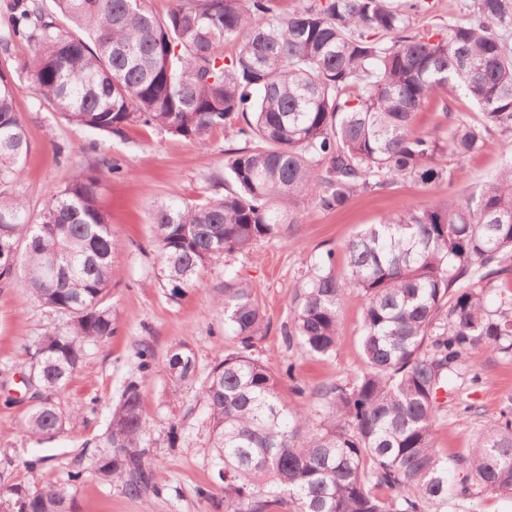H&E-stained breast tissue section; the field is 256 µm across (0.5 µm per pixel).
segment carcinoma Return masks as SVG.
<instances>
[{"label":"carcinoma","instance_id":"cac0c4a2","mask_svg":"<svg viewBox=\"0 0 512 512\" xmlns=\"http://www.w3.org/2000/svg\"><path fill=\"white\" fill-rule=\"evenodd\" d=\"M428 0H304L275 15L270 0H175L164 15L146 0H13L4 42L35 46L22 67L35 93L66 122L122 138L153 127L206 143L238 120L245 146L228 152L221 198L168 204L154 214L155 248L172 293L200 286L207 267L280 238L309 200L340 210L358 193L401 179L453 182L434 164L444 149L479 153L496 134L512 147V0H474L469 21L415 31ZM234 53L224 56V44ZM461 95L478 117L445 108L448 146L414 130L432 99ZM30 151L16 83L0 68V278L22 269L30 297L69 316L45 332L29 374L42 400L25 417L32 437H52L68 417L52 401L89 345L112 335L107 305L115 243L100 202L109 160L89 165L53 194L39 216L6 192ZM14 263H8L9 253ZM305 274L291 310L288 344L336 351L348 291L363 299V364L319 393L302 416L280 378L253 357L265 314L253 289L228 276L224 322L239 348L201 388L209 411L216 478L225 512H448L483 491L512 493V413L485 425L470 453L440 456L439 392L482 348L512 356V285L490 301L477 287L512 270V160L476 198L450 196L381 218ZM59 273H42L48 258ZM185 344L165 360L177 381L194 379ZM140 378L112 410L99 473L140 496L153 488L144 446ZM464 472L461 479L452 470ZM5 512H71L63 490L15 485Z\"/></svg>","mask_w":512,"mask_h":512}]
</instances>
